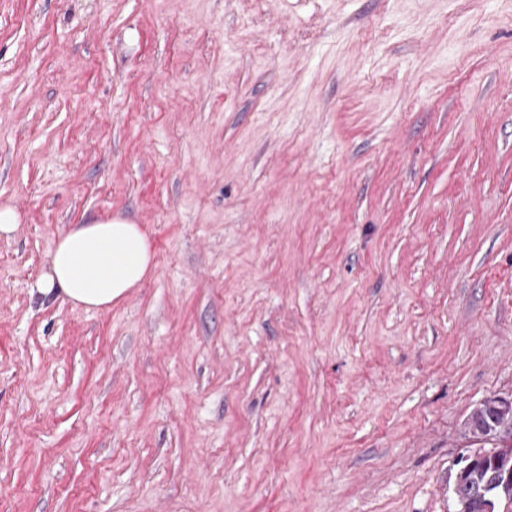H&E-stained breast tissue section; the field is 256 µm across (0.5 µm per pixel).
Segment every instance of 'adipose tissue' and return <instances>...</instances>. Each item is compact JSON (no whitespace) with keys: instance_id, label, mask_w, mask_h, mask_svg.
Masks as SVG:
<instances>
[{"instance_id":"adipose-tissue-1","label":"adipose tissue","mask_w":512,"mask_h":512,"mask_svg":"<svg viewBox=\"0 0 512 512\" xmlns=\"http://www.w3.org/2000/svg\"><path fill=\"white\" fill-rule=\"evenodd\" d=\"M153 254L141 225L96 218L72 225L56 242L40 293L63 294L85 309L111 306L150 274Z\"/></svg>"}]
</instances>
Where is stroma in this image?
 Instances as JSON below:
<instances>
[{"mask_svg":"<svg viewBox=\"0 0 512 512\" xmlns=\"http://www.w3.org/2000/svg\"><path fill=\"white\" fill-rule=\"evenodd\" d=\"M0 512H452L512 397V0H0ZM154 268L87 310L70 225ZM153 254L140 224L96 218L73 224L56 242L40 293L63 294L87 310L112 306L151 273ZM496 444L501 447H492L491 450L486 451V448H472L467 453L462 454L456 461L457 470L454 477V488H456L464 479L467 471L476 463L485 461L488 458H493L498 452L511 453L512 450V429L510 426H501L500 432L497 437ZM511 446V447H510ZM496 449V451L494 450Z\"/></svg>","mask_w":512,"mask_h":512,"instance_id":"35a3bbf8","label":"stroma"}]
</instances>
